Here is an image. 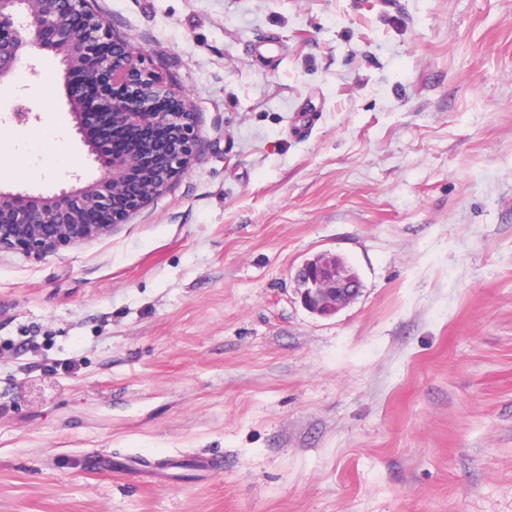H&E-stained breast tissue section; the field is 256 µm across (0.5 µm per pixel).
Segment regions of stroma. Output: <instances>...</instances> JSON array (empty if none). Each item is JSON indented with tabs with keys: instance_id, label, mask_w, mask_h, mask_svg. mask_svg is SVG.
I'll return each mask as SVG.
<instances>
[{
	"instance_id": "1",
	"label": "stroma",
	"mask_w": 512,
	"mask_h": 512,
	"mask_svg": "<svg viewBox=\"0 0 512 512\" xmlns=\"http://www.w3.org/2000/svg\"><path fill=\"white\" fill-rule=\"evenodd\" d=\"M97 4L200 146L110 233L0 252V512H512V0ZM37 68L0 188L49 195L98 172ZM321 253L362 281L330 317ZM296 281L302 306L327 317L353 303L362 291L358 274L336 254H319L303 262Z\"/></svg>"
}]
</instances>
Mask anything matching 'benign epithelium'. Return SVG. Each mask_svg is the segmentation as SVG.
I'll list each match as a JSON object with an SVG mask.
<instances>
[{
    "label": "benign epithelium",
    "mask_w": 512,
    "mask_h": 512,
    "mask_svg": "<svg viewBox=\"0 0 512 512\" xmlns=\"http://www.w3.org/2000/svg\"><path fill=\"white\" fill-rule=\"evenodd\" d=\"M41 51L60 57L65 78L80 81V93L67 91V105L99 176L51 196L0 189V251L30 256L93 239L125 222L189 169L200 141L195 113L157 69L145 65L142 50L92 14L90 0H0V83L23 65L37 75L32 60ZM89 107L104 114L114 132H161L145 179L128 178L146 166L135 152L104 155L84 136L82 116ZM33 117L22 99L12 108L19 126ZM296 281L302 306L321 317L336 314L362 291L358 274L336 254L305 260Z\"/></svg>",
    "instance_id": "obj_1"
}]
</instances>
